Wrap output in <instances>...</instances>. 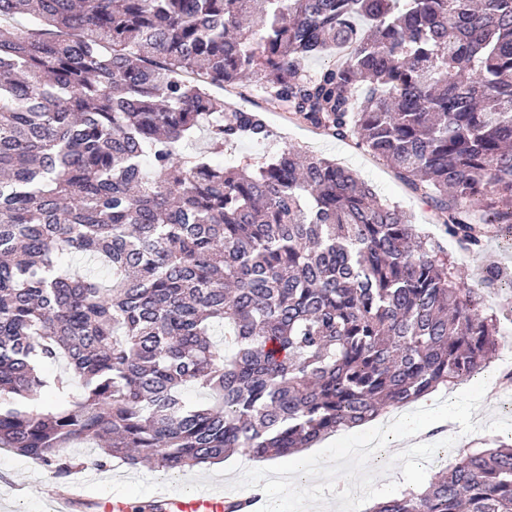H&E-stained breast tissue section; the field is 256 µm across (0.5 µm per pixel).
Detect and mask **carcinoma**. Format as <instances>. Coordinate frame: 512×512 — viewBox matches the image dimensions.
I'll list each match as a JSON object with an SVG mask.
<instances>
[{
    "label": "carcinoma",
    "mask_w": 512,
    "mask_h": 512,
    "mask_svg": "<svg viewBox=\"0 0 512 512\" xmlns=\"http://www.w3.org/2000/svg\"><path fill=\"white\" fill-rule=\"evenodd\" d=\"M242 79L357 138L460 251L512 235V0H0V449L62 481L277 459L497 352L481 289L351 171L224 166L272 136L212 95ZM368 512H512V447ZM181 474L170 475L160 468H153L150 465L142 466L138 469H130L127 465L122 463L120 459L113 458L107 467L103 470H97L95 468H86L76 471L71 475L69 483L81 484L86 480H107L118 477L119 479H128L130 477H143L153 480H159V478L174 477L177 482L180 481L179 477ZM182 484L186 486H192L195 484L198 478V474L191 472L181 476ZM66 485V486H67Z\"/></svg>",
    "instance_id": "obj_1"
}]
</instances>
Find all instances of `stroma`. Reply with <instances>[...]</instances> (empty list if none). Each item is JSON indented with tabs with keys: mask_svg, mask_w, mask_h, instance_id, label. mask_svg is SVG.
Listing matches in <instances>:
<instances>
[{
	"mask_svg": "<svg viewBox=\"0 0 512 512\" xmlns=\"http://www.w3.org/2000/svg\"><path fill=\"white\" fill-rule=\"evenodd\" d=\"M266 119L274 131L268 144L257 146L243 143L225 148L226 164L255 168L267 153L286 146H296L313 154L331 158L358 174L381 201L399 207L410 213L418 231L437 236L441 230L436 224L430 209L420 203L395 176L383 161L359 147L355 139H334L312 130L300 123L290 121L283 112H265ZM458 269L466 283L474 284L480 279L486 267L497 266L501 272L502 286L498 294L485 300L486 307L512 304V236H497L488 241L477 253L461 254L456 248H449ZM512 419V399L503 395L484 396L482 405L474 411L472 423L478 429L472 433H462L458 423H448L446 429L433 435V442L450 438L453 448L445 452L446 459H454L459 448L471 446L479 448L497 447L500 444L512 445V432H494L488 425L493 417ZM57 491V484L49 473L41 470L30 459L13 451H0V512H45Z\"/></svg>",
	"mask_w": 512,
	"mask_h": 512,
	"instance_id": "35a3bbf8",
	"label": "stroma"
}]
</instances>
